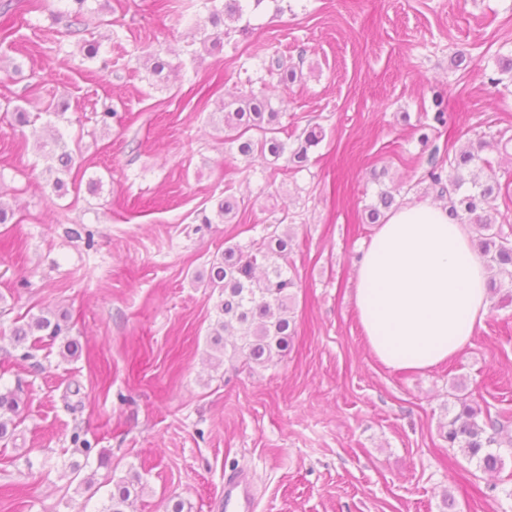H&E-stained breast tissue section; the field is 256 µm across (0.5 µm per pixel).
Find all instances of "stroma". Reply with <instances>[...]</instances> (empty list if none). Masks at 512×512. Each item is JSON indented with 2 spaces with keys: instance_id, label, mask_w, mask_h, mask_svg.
Instances as JSON below:
<instances>
[{
  "instance_id": "1",
  "label": "stroma",
  "mask_w": 512,
  "mask_h": 512,
  "mask_svg": "<svg viewBox=\"0 0 512 512\" xmlns=\"http://www.w3.org/2000/svg\"><path fill=\"white\" fill-rule=\"evenodd\" d=\"M203 3L88 0L101 43L90 59L67 31L69 0L31 13L0 0V205L14 213L0 224V389L22 408L0 445V512H102L134 474L130 512H217L236 469L253 475L258 512H512V448L490 474L443 437L465 399L512 429V304L492 295L471 345L424 372L381 364L352 305L367 206L396 185L400 202L426 197L434 88L451 120L431 143L505 139L506 152L483 155L512 182V74L497 64L512 52V0H263L246 8L248 33L230 30L206 55ZM156 49L180 66L163 86L144 65ZM272 55L297 68L286 134L326 130L300 172L249 168L199 109L271 93ZM61 101L57 126L86 172L62 196L36 145L42 112ZM105 101L116 115L104 124ZM18 105L34 124H14ZM229 194L236 217L202 223ZM287 224L295 336L265 365L219 358L210 261ZM44 312L66 315L67 336L15 347L14 326Z\"/></svg>"
}]
</instances>
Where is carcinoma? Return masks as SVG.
Here are the masks:
<instances>
[{"mask_svg":"<svg viewBox=\"0 0 512 512\" xmlns=\"http://www.w3.org/2000/svg\"><path fill=\"white\" fill-rule=\"evenodd\" d=\"M74 9L69 12L70 33L86 31L84 9L87 0H71ZM211 6L205 16L198 17L197 28L206 32L201 50L211 53L221 47L224 32L219 27L226 22L239 21L244 13L241 0H207ZM214 32H208V28ZM146 69L156 82H165L168 74L177 69L161 50L147 54ZM268 72H279L280 81L294 82L297 72L284 65L278 57L262 62ZM432 112L426 115L428 126L436 129L448 125V110L444 95L433 93ZM218 129L224 132V142L236 153L250 161L261 160L274 164L285 159L288 168L301 170L309 162L312 148L326 137L320 125L305 129L297 144L288 146L280 137V112L266 95L249 93L230 103H221ZM485 142L477 139L458 151L446 152L442 158L432 151L429 168L422 176L434 198L445 203L460 223L474 228L480 253L490 269L512 284V238L504 231L503 222L494 202L501 195L502 184L490 163L482 156ZM45 161L44 172L52 177L53 189L63 195L68 180H76L81 167L76 165L72 152L60 133L38 143ZM395 203L393 190L382 189L377 202L366 208L369 224H380ZM238 208L236 197L229 195L218 201L214 217L205 216L204 224L224 223L232 219ZM292 236L285 232L268 242L252 241L247 245L234 244L224 248L210 262L209 277L221 284V299L215 306L211 343L229 359L246 364L265 365L288 349V339L295 335V321L291 315L292 288L295 276L282 263L288 255ZM65 317L50 314L33 315L12 331L13 341L21 346L28 338L39 342L55 340L66 330ZM20 401L15 392L0 391V442L11 439L17 427ZM503 426L483 416L478 404L461 402V410L448 423L446 440L456 445L486 472H496L502 465L500 448L512 447V435H502ZM138 477L116 483L109 496V505L102 512H126L131 497L130 486Z\"/></svg>","mask_w":512,"mask_h":512,"instance_id":"obj_1","label":"carcinoma"}]
</instances>
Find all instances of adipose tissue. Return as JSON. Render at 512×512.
Instances as JSON below:
<instances>
[{
	"label": "adipose tissue",
	"mask_w": 512,
	"mask_h": 512,
	"mask_svg": "<svg viewBox=\"0 0 512 512\" xmlns=\"http://www.w3.org/2000/svg\"><path fill=\"white\" fill-rule=\"evenodd\" d=\"M488 279L447 207L423 200L390 212L356 265L354 308L371 353L419 371L460 354L488 316Z\"/></svg>",
	"instance_id": "ef3b65f1"
}]
</instances>
